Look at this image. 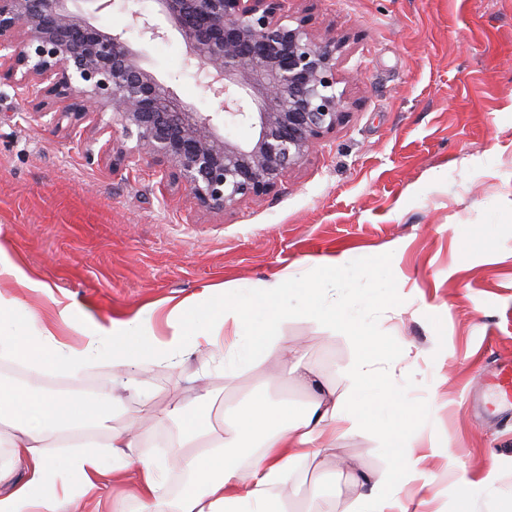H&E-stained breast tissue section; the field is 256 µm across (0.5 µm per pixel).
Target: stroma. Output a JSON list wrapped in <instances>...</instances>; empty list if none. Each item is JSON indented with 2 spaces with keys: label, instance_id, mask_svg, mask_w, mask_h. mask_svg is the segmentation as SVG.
Segmentation results:
<instances>
[{
  "label": "stroma",
  "instance_id": "35a3bbf8",
  "mask_svg": "<svg viewBox=\"0 0 512 512\" xmlns=\"http://www.w3.org/2000/svg\"><path fill=\"white\" fill-rule=\"evenodd\" d=\"M290 15L340 44V87L347 115L335 132L277 189L231 214L197 210L149 160L113 164L120 131L91 115L55 126L38 115L41 98L0 80V245L51 293L8 278L38 320L56 302L73 305L79 325L113 317L144 319L165 299L192 297L200 285L253 281L287 269L309 274L315 258L349 253L354 297L365 322L389 342L404 403L424 408L423 443L436 456L420 466L429 512H458L467 477L494 471L480 512H512V420H474L466 402L495 360L512 357V0H292ZM92 22L123 32L152 72L194 111H219L176 32L143 37L123 0ZM383 268L374 286L368 273ZM288 336L306 340L308 358L335 377L349 358L339 341L294 320ZM141 395L115 425L136 422L140 456L164 454L167 412L191 403L199 386L226 409L246 394L304 390L269 368L236 378L208 352L149 376L121 370ZM111 368L80 381L50 370L26 383L75 388L86 396L112 387ZM356 471H376L385 453L366 432L336 442ZM336 492L344 512L354 496L347 472L321 466L298 473L288 497Z\"/></svg>",
  "mask_w": 512,
  "mask_h": 512
}]
</instances>
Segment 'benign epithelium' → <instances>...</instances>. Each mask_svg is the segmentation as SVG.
<instances>
[{"label":"benign epithelium","mask_w":512,"mask_h":512,"mask_svg":"<svg viewBox=\"0 0 512 512\" xmlns=\"http://www.w3.org/2000/svg\"><path fill=\"white\" fill-rule=\"evenodd\" d=\"M79 2L0 0V67L22 89L70 100L54 113L57 124L111 113L122 133L116 155L150 160L200 211L232 213L271 194L344 117L336 42L290 24L291 0H156L230 126L256 129L245 142L182 102L123 33L93 25ZM131 16L149 39L165 37Z\"/></svg>","instance_id":"1"}]
</instances>
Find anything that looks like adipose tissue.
Returning <instances> with one entry per match:
<instances>
[{"label":"adipose tissue","mask_w":512,"mask_h":512,"mask_svg":"<svg viewBox=\"0 0 512 512\" xmlns=\"http://www.w3.org/2000/svg\"><path fill=\"white\" fill-rule=\"evenodd\" d=\"M320 265L321 272L303 279L274 273L244 295L228 283L202 286L191 298L170 301L169 332L160 338L150 323L133 316L82 328L75 342L34 319H21V302L0 293L1 361L77 379L101 365H133L147 373L207 349L227 377L269 363L287 368L308 396L295 411L287 401L274 405L257 392L227 421L213 412L216 395L202 389L193 408L169 411L177 429L173 451L155 460L135 455L145 436L134 422L112 427L121 396L88 399L0 379V481L17 469L25 474L0 492V512H85L87 499L108 479L134 480L128 512H336L335 496L303 509L281 488L300 468L324 465L338 435L362 428L385 442L389 463L353 477L355 497L346 512H427L429 486L413 483L420 416L396 415L389 406L395 391L391 363L381 353L385 340L356 310L348 253L321 259ZM293 320L348 346L341 383L306 361L302 342L285 332ZM175 468L189 482L172 495L167 484ZM408 483L413 491L397 494V486Z\"/></svg>","instance_id":"ef3b65f1"}]
</instances>
